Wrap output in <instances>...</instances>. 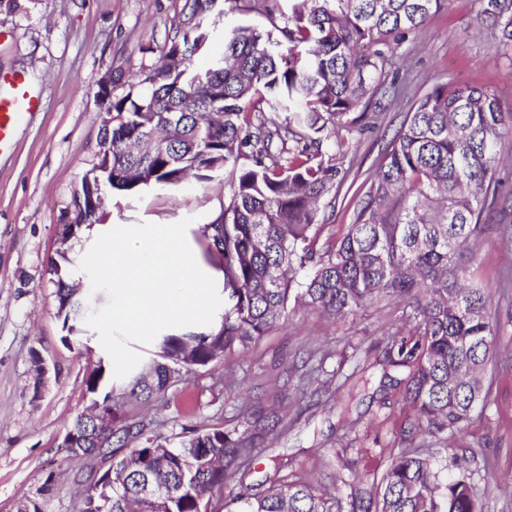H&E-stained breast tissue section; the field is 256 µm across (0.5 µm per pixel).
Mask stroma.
Segmentation results:
<instances>
[{"label": "stroma", "mask_w": 512, "mask_h": 512, "mask_svg": "<svg viewBox=\"0 0 512 512\" xmlns=\"http://www.w3.org/2000/svg\"><path fill=\"white\" fill-rule=\"evenodd\" d=\"M185 2L0 0V74H25L43 103L17 131L13 149L0 155V512H12L51 473L60 475V488L46 512H80L75 482L91 462L67 455L60 445L91 403L86 377L109 355L87 326L79 339L64 341L50 259L58 225L71 219L73 194L98 162L99 83L118 70L134 81L154 68L156 50L175 36ZM390 76L400 94L373 98L375 124L342 158L347 180L335 206L321 212L333 233L350 223L355 194L367 190L406 112L433 86L485 87L512 107V60L498 52L495 33L475 22L472 0H450L420 35L409 36ZM231 184L230 172L221 171L173 189L113 190L106 194L104 224L188 218L199 249L203 227L220 212ZM473 269L484 284L496 285L512 272V243L501 240L499 230L487 232ZM492 311L499 349L487 371L491 402L473 416L465 442L474 451L468 466L484 512H512V305L497 297ZM400 316L389 307L338 321L297 311L247 349L182 372L150 414L169 434L203 423L241 430L247 404L281 406L288 429L265 436L255 470L268 473L269 456H281L289 479L313 480L349 502L351 475L370 486L392 453L432 442L426 435L403 438L413 410L402 385L381 378L384 340ZM37 354L50 368L41 389L32 363ZM187 396L196 402L190 412L183 405Z\"/></svg>", "instance_id": "35a3bbf8"}]
</instances>
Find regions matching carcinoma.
I'll return each mask as SVG.
<instances>
[{"label":"carcinoma","instance_id":"1","mask_svg":"<svg viewBox=\"0 0 512 512\" xmlns=\"http://www.w3.org/2000/svg\"><path fill=\"white\" fill-rule=\"evenodd\" d=\"M476 20L499 32L512 52V0H473ZM211 0H188L182 36L160 48L159 65L136 83L112 76V129L100 126L97 167L112 166L105 188L136 192L176 188L192 176L208 180L228 166L235 179L218 219L204 226L205 252L224 272V312L211 332L183 329L158 338L160 359L134 378L129 397L147 407L177 382L180 369L206 366L261 340L290 318V305L344 318L381 303H403L402 324L388 334L384 364L404 374L414 419L410 436L430 435L462 447L466 426L490 401L485 372L496 356L498 327L489 288L471 264L487 221L512 201L503 146L512 140V110L484 87L440 84L422 95L396 131L368 190L353 200V221L338 238L322 239L321 208L332 206L347 173L327 154L353 147L348 135L372 126L370 98L386 87L396 50L447 0H232L242 13L262 10L270 30L237 25L224 31V52L196 69L210 40L197 17ZM73 195L74 222L99 216ZM71 226L58 228V315L71 334L94 306L68 283ZM98 364L87 391L105 384ZM106 392L101 413L112 427L79 414L65 453L97 461L82 481L112 471L101 500L80 512H333L340 503L304 480L280 472L247 478L260 453L266 417L253 409L254 430L182 428L124 410ZM435 448H402L377 486L362 489L352 512H483L463 465L456 472ZM234 489L224 498V487ZM55 490L46 478L28 512H44Z\"/></svg>","mask_w":512,"mask_h":512}]
</instances>
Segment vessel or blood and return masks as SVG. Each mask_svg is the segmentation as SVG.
<instances>
[{
	"mask_svg": "<svg viewBox=\"0 0 512 512\" xmlns=\"http://www.w3.org/2000/svg\"><path fill=\"white\" fill-rule=\"evenodd\" d=\"M40 108L41 99L24 74L0 76V153L12 148L16 131Z\"/></svg>",
	"mask_w": 512,
	"mask_h": 512,
	"instance_id": "obj_1",
	"label": "vessel or blood"
}]
</instances>
